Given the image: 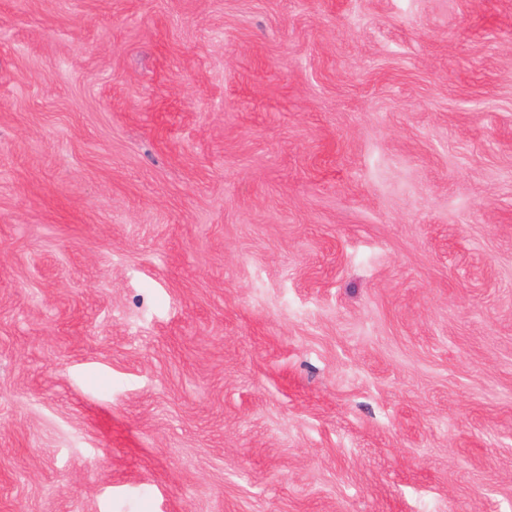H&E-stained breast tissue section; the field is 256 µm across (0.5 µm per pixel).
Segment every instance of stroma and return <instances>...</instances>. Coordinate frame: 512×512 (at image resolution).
Listing matches in <instances>:
<instances>
[{"mask_svg":"<svg viewBox=\"0 0 512 512\" xmlns=\"http://www.w3.org/2000/svg\"><path fill=\"white\" fill-rule=\"evenodd\" d=\"M0 512H512V0H0Z\"/></svg>","mask_w":512,"mask_h":512,"instance_id":"obj_1","label":"stroma"}]
</instances>
